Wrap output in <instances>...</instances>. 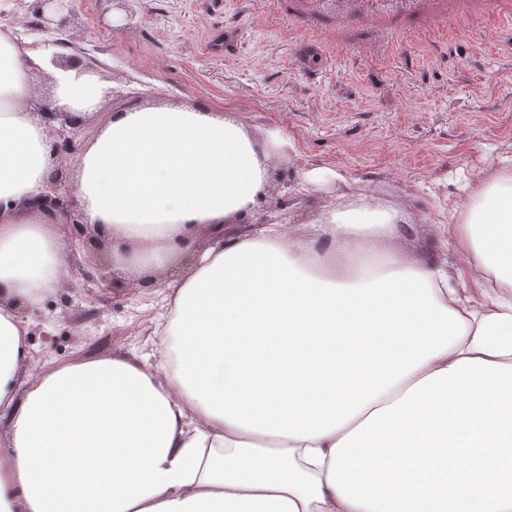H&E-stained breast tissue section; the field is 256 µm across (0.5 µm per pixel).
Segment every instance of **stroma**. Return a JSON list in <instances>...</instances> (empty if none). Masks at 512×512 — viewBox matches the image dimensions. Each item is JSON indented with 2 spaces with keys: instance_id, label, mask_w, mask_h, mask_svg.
I'll return each mask as SVG.
<instances>
[{
  "instance_id": "stroma-1",
  "label": "stroma",
  "mask_w": 512,
  "mask_h": 512,
  "mask_svg": "<svg viewBox=\"0 0 512 512\" xmlns=\"http://www.w3.org/2000/svg\"><path fill=\"white\" fill-rule=\"evenodd\" d=\"M489 2L134 0L125 11L73 0L67 32L45 38L30 30L33 0H0V32L24 50L96 61L92 78L108 91L80 144L132 107L203 105L244 124L272 154L271 179L239 228L264 216L307 224L363 199L413 225L393 248L434 257L428 225L447 223L466 183L512 158V26L490 22ZM238 27L243 42L225 51L220 38ZM310 38L321 61L307 69L297 51ZM112 249L106 238L68 248L76 284L46 295L37 318L52 330L29 336L35 358L151 353L159 289L121 270L117 291L86 278Z\"/></svg>"
}]
</instances>
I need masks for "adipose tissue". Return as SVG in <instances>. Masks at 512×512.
Listing matches in <instances>:
<instances>
[{
	"label": "adipose tissue",
	"mask_w": 512,
	"mask_h": 512,
	"mask_svg": "<svg viewBox=\"0 0 512 512\" xmlns=\"http://www.w3.org/2000/svg\"><path fill=\"white\" fill-rule=\"evenodd\" d=\"M37 68L56 106L100 97L0 33V512H512V167L431 225L440 261L387 248L384 208L229 227L270 176L243 124L200 106L113 113L73 192L114 266L141 277L196 234L211 245L162 283L152 357L27 374L29 314L73 278L62 218L37 203L58 163ZM373 311L392 344L370 368L345 349L299 358L308 336L370 335ZM267 317L296 343L275 367L323 387L254 403L237 339Z\"/></svg>",
	"instance_id": "ef3b65f1"
}]
</instances>
